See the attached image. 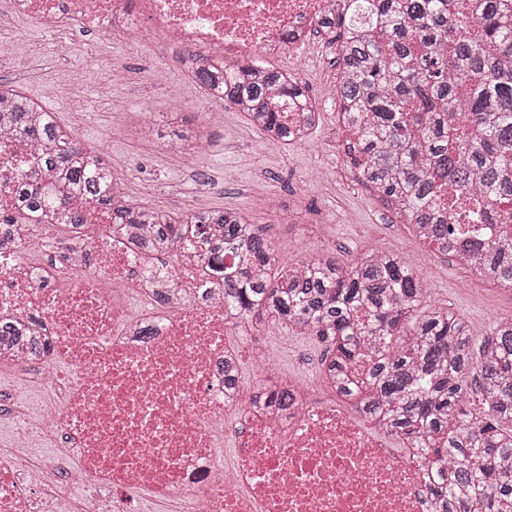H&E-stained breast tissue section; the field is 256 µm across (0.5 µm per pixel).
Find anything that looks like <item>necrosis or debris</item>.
I'll list each match as a JSON object with an SVG mask.
<instances>
[{
	"instance_id": "4bbe7bcc",
	"label": "necrosis or debris",
	"mask_w": 512,
	"mask_h": 512,
	"mask_svg": "<svg viewBox=\"0 0 512 512\" xmlns=\"http://www.w3.org/2000/svg\"><path fill=\"white\" fill-rule=\"evenodd\" d=\"M12 13L47 31L77 26L155 41L168 55L200 53L238 66L254 54L300 44L340 11L339 0H9ZM32 146L0 138V209L14 205V176L34 171ZM79 257L35 269L21 249H0V316L37 330L39 349L18 337L5 359L30 369L62 403L0 452V512H36V491H83V512H123L130 487L174 500L181 512H433L430 473L395 453L386 433L344 398L299 383L288 410L239 389L224 399V291H197L199 254L188 251L163 307L133 308L124 293L149 294L138 255L109 239L110 212L89 209ZM230 421L237 460L225 466L211 427ZM61 436L78 470L63 479L52 461L39 487L22 471L34 433Z\"/></svg>"
}]
</instances>
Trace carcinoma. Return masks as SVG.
I'll list each match as a JSON object with an SVG mask.
<instances>
[{
	"mask_svg": "<svg viewBox=\"0 0 512 512\" xmlns=\"http://www.w3.org/2000/svg\"><path fill=\"white\" fill-rule=\"evenodd\" d=\"M449 0H344L333 29L340 47L336 105L355 143L357 180L404 216L416 238L471 277L512 290V239L462 235L448 223L442 186L454 182L478 202L470 223L497 224L512 197V11L482 0L468 32L448 29ZM206 95L237 108L272 143H301L273 105L309 95L287 71L256 62L224 71L199 58ZM0 126L41 146L39 172L14 181L17 199L0 212V241L17 226L51 218L56 245L81 242L76 194L112 212V236H129L165 286L179 246L204 248L199 270L224 288V322L253 336L266 322L314 336L324 347L322 375L387 433L431 468L430 494L442 512H512V317L485 335L446 306L428 303L426 280L398 255L368 251L351 264L315 256L274 268L263 224L237 209L171 215L132 204L100 156L85 152L71 130L18 89L0 84ZM200 135H177L179 149L203 155ZM230 258L232 262L224 263ZM378 354L361 378L350 367L363 346ZM476 397L468 411L460 404Z\"/></svg>",
	"mask_w": 512,
	"mask_h": 512,
	"instance_id": "obj_1",
	"label": "carcinoma"
}]
</instances>
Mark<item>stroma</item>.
Listing matches in <instances>:
<instances>
[{"label":"stroma","mask_w":512,"mask_h":512,"mask_svg":"<svg viewBox=\"0 0 512 512\" xmlns=\"http://www.w3.org/2000/svg\"><path fill=\"white\" fill-rule=\"evenodd\" d=\"M0 43V83H8L46 104L58 122L71 127L80 146L101 153L124 178L132 202L170 214L189 210H251L255 223L266 225L280 264H295L315 255L346 263L366 250L397 254L425 278L431 303L445 304L463 316L475 333L512 316V291L471 281L452 261L436 255L416 239L409 225L383 201L355 184L336 154V106L331 90L336 79V50L322 40L261 57L262 65L293 72L319 104L321 121L309 140L270 147L261 134L243 137L244 113L211 100L195 81L189 64L170 58L164 73L153 71L151 44L128 46L121 36L81 28L64 36L67 58L54 51L59 38L30 20L17 19ZM80 68L84 80L71 85L67 70ZM115 79L111 100L99 98L100 81ZM180 86L186 106L173 111L170 86ZM145 111L154 129L146 137L130 127L126 112ZM203 129L210 140L197 158L165 142L172 131ZM333 176L319 181L320 172ZM263 183L269 208L255 206L252 188ZM258 340L276 375L305 382L320 379L323 349L312 336L271 323ZM40 391L32 374L0 364V447L7 431L28 418L29 403Z\"/></svg>","instance_id":"stroma-1"}]
</instances>
